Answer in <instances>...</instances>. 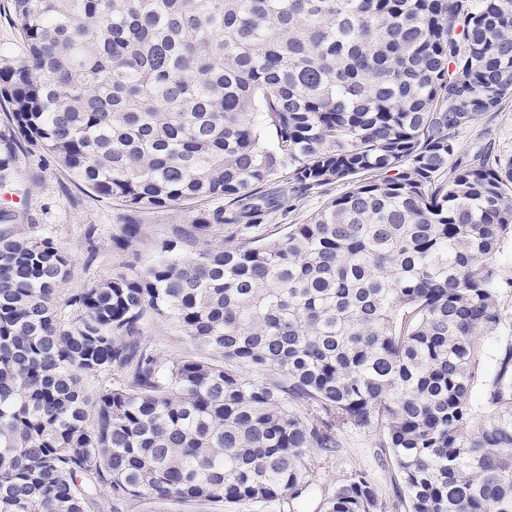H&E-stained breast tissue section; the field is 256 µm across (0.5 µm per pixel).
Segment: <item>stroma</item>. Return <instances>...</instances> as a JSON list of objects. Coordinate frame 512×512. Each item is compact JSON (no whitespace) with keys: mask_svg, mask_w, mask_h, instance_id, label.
Masks as SVG:
<instances>
[{"mask_svg":"<svg viewBox=\"0 0 512 512\" xmlns=\"http://www.w3.org/2000/svg\"><path fill=\"white\" fill-rule=\"evenodd\" d=\"M457 140L464 153L487 146L493 154L512 156V98L504 102L500 112L487 114L461 131ZM13 189L20 192L13 205L18 214L15 232L52 237L71 257L70 275L60 287V299L107 278L121 262V255L112 249V236L121 222L119 205L77 187L43 153L19 149L9 178L0 182V193ZM189 216L188 208L183 206L143 215V234L133 245L139 263L147 264L157 243L176 226L187 223ZM338 442L333 455L317 462V486L330 489L362 472L383 502L396 503L391 463L378 445L377 433L347 426L339 430Z\"/></svg>","mask_w":512,"mask_h":512,"instance_id":"35a3bbf8","label":"stroma"}]
</instances>
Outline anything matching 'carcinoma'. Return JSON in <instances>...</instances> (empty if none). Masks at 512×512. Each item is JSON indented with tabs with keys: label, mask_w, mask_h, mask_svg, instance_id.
<instances>
[{
	"label": "carcinoma",
	"mask_w": 512,
	"mask_h": 512,
	"mask_svg": "<svg viewBox=\"0 0 512 512\" xmlns=\"http://www.w3.org/2000/svg\"><path fill=\"white\" fill-rule=\"evenodd\" d=\"M13 9L14 142L122 207L116 251L194 208L63 309L65 250L0 233V512L291 509L347 424L388 449L403 512H512V341L490 376L481 346L509 317L512 157L456 139L512 97V0ZM159 322L197 353L162 356ZM316 512L387 505L356 473ZM346 191V186L335 184L327 194H313L305 199L296 202L298 209L286 216H279L274 224H293L294 222H301L304 218L313 212H316L327 202V200L336 195H340ZM190 215L188 208L181 206L166 212L145 214L141 217L144 225L143 234L132 247L141 266L152 259L157 243L171 235L176 226L187 224Z\"/></svg>",
	"instance_id": "cac0c4a2"
}]
</instances>
